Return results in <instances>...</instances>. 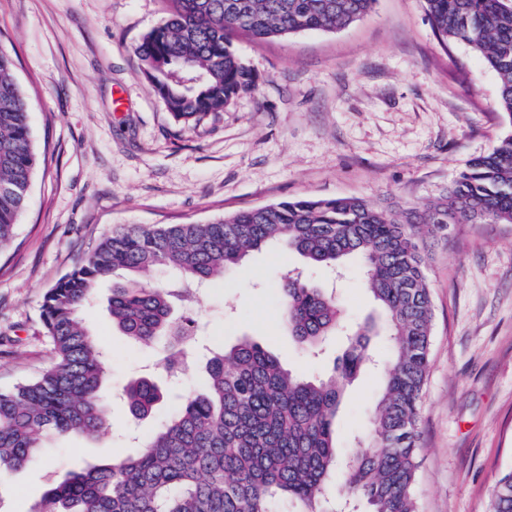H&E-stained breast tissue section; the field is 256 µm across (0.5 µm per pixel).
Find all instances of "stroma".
Listing matches in <instances>:
<instances>
[{
    "label": "stroma",
    "mask_w": 512,
    "mask_h": 512,
    "mask_svg": "<svg viewBox=\"0 0 512 512\" xmlns=\"http://www.w3.org/2000/svg\"><path fill=\"white\" fill-rule=\"evenodd\" d=\"M164 16V0H0V49L29 102L43 158L11 244L0 250V390L51 363L41 305L51 288L112 228L201 223L282 200L361 197L387 207L436 198L468 160L512 133L499 77L463 43L443 48L423 0H376L334 32L233 45L256 79L223 111L185 128L164 108L135 49ZM435 317L420 418L419 512H489L512 469V224H454L427 242ZM304 267L335 287L344 323L377 316L359 263L340 280L270 245L217 279L196 307L199 346L255 338L285 368L319 378L346 337L315 360L289 336L276 304L281 271ZM111 278L85 321L110 351L108 387L155 372L156 358L113 328ZM381 388L365 368L345 387L336 447L367 436ZM133 421L112 399L111 428L54 438L24 470L0 481V512H38L72 463L134 454L130 426L153 431L169 412Z\"/></svg>",
    "instance_id": "obj_1"
}]
</instances>
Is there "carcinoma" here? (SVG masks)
I'll return each mask as SVG.
<instances>
[{"label":"carcinoma","instance_id":"cac0c4a2","mask_svg":"<svg viewBox=\"0 0 512 512\" xmlns=\"http://www.w3.org/2000/svg\"><path fill=\"white\" fill-rule=\"evenodd\" d=\"M166 16L137 46L145 74L185 126L220 112L254 86L233 39L334 32L367 15L375 0H168ZM441 42H462L500 79L498 107L512 120V0H423ZM37 165L29 106L0 50V249L12 241ZM512 224V134L471 159L447 189L420 207L382 208L358 197L284 200L206 223L129 225L105 235L50 288L42 305L52 365L0 391V480L27 466L53 437L96 438L110 426L101 388L106 347L80 318L98 282L118 270L112 324L144 345L168 341L158 365L172 377L197 363L198 325L176 317L172 300L191 308L196 288L236 267L250 251L278 243L312 267L356 258L384 311L388 356L370 412L368 442L342 456L335 419L346 383L372 357L374 323L359 325L329 375L307 379L284 368L260 342L244 339L204 361L205 381L134 457L88 465L45 491L40 512H418L416 472L422 392L430 363L434 309L419 225L437 236L451 224ZM176 278L150 284L158 270ZM279 302L288 332L311 356L336 334L335 294L284 270ZM139 420L163 394L143 376L123 387ZM344 469L345 501L329 478ZM489 512H512V471L497 480Z\"/></svg>","mask_w":512,"mask_h":512}]
</instances>
